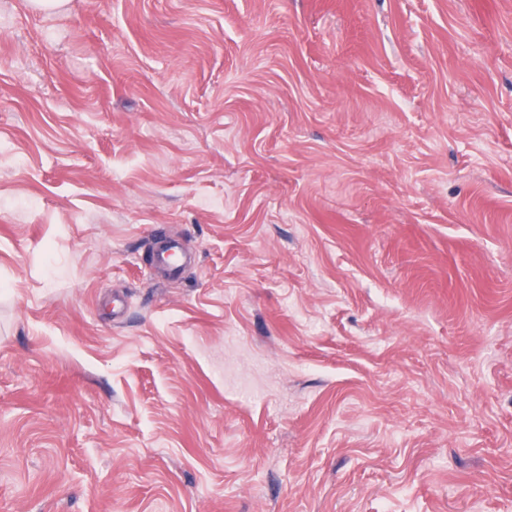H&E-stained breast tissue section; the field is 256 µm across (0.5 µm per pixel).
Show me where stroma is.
Listing matches in <instances>:
<instances>
[{"label": "stroma", "instance_id": "stroma-1", "mask_svg": "<svg viewBox=\"0 0 512 512\" xmlns=\"http://www.w3.org/2000/svg\"><path fill=\"white\" fill-rule=\"evenodd\" d=\"M0 512H512V0H0Z\"/></svg>", "mask_w": 512, "mask_h": 512}]
</instances>
